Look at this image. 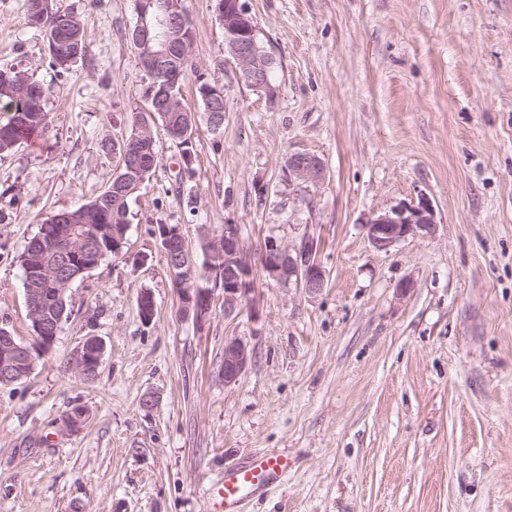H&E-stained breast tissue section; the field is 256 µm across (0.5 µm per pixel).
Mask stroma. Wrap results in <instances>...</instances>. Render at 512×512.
<instances>
[{"mask_svg":"<svg viewBox=\"0 0 512 512\" xmlns=\"http://www.w3.org/2000/svg\"><path fill=\"white\" fill-rule=\"evenodd\" d=\"M244 3L273 89L239 80L215 0H183L184 98L221 83L224 123L199 118L192 177L153 123L158 164L121 253L72 285L32 374L0 385V512H210L225 468L279 453L292 469L245 512H512V0ZM52 6L91 39L66 70L27 0H0V70L48 91L45 134L0 154V326L27 343L20 254L48 216L104 189L147 107L133 0ZM293 152L319 157L324 180L289 179ZM422 196L435 234L373 248L366 220ZM154 224L181 225L201 267L238 225L252 275L232 311L208 274L210 311L182 313ZM270 237L316 241L320 292L265 278ZM91 336L105 351L86 380L70 360ZM234 337L253 355L228 386Z\"/></svg>","mask_w":512,"mask_h":512,"instance_id":"1","label":"stroma"}]
</instances>
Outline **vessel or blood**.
Returning <instances> with one entry per match:
<instances>
[{
    "instance_id": "1",
    "label": "vessel or blood",
    "mask_w": 512,
    "mask_h": 512,
    "mask_svg": "<svg viewBox=\"0 0 512 512\" xmlns=\"http://www.w3.org/2000/svg\"><path fill=\"white\" fill-rule=\"evenodd\" d=\"M291 467V461L279 455L247 458L225 470L212 490L213 504L218 512H242L250 498L279 483Z\"/></svg>"
}]
</instances>
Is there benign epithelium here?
<instances>
[{"mask_svg": "<svg viewBox=\"0 0 512 512\" xmlns=\"http://www.w3.org/2000/svg\"><path fill=\"white\" fill-rule=\"evenodd\" d=\"M136 21L132 34L142 44L140 65L150 79L145 109L135 132L125 138L124 152L135 164L143 162L140 145L152 139L150 120L156 112L180 109L178 90L182 89L181 72L168 67L175 53L189 52L182 37L185 13L182 0H135ZM216 11L224 25V52L239 65V77L255 90L270 89L269 67L273 56L259 43V30L243 0H217ZM164 78L158 85V78ZM208 111H217L223 102V89L209 84L203 89ZM288 174L303 182H319L325 177L321 160L310 153L295 152L288 157ZM74 215L64 212L40 227L30 252L32 257L24 271L26 303L36 345L19 341L8 329L0 327V384L11 385L26 379L33 371L35 353L45 354L53 347L62 328L66 312V293L75 278L98 267L109 255H116L123 241L109 238L101 226L80 233L73 226ZM437 226L436 211L429 199L402 204L371 216L365 223L366 235L378 250H387L412 235H432ZM155 238L171 262L175 284L193 279L195 262L179 250L180 229L164 224ZM317 243L306 239L290 250L267 239L260 250V265L266 278L279 284L296 281L313 294L324 288L326 273L316 257ZM213 254L224 257V310H232L250 289L251 265L246 259L236 224L224 225V241L217 242ZM184 312L202 320L210 307V289L182 288ZM104 346L91 336L85 340L72 362L83 378L93 379L102 365ZM250 360L248 345L239 338L224 341L221 376L224 385L237 382Z\"/></svg>", "mask_w": 512, "mask_h": 512, "instance_id": "7a95c632", "label": "benign epithelium"}]
</instances>
